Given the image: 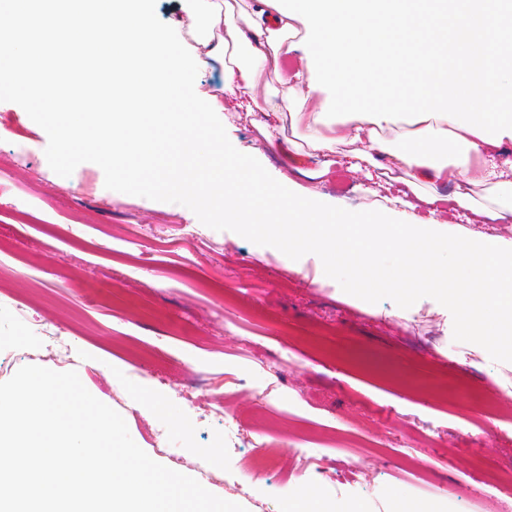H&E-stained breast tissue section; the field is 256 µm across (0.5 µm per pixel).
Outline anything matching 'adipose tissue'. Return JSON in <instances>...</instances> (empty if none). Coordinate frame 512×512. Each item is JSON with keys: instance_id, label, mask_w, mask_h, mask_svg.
<instances>
[{"instance_id": "1", "label": "adipose tissue", "mask_w": 512, "mask_h": 512, "mask_svg": "<svg viewBox=\"0 0 512 512\" xmlns=\"http://www.w3.org/2000/svg\"><path fill=\"white\" fill-rule=\"evenodd\" d=\"M39 2L0 0V91L27 95L44 110L61 157L100 151L113 168L141 167L174 194L198 170L221 172L222 190H196L201 207L223 211L228 223L251 212L264 233L328 250L358 275L375 259L358 235L374 226L399 257L416 246L447 252L452 277L443 295L474 324L497 319L489 345L512 348V257L503 242H471L480 258L472 266L460 261L437 218L401 220L417 203L436 208L449 201L477 217H512V0H259L251 9L240 0H194L196 45L188 50L154 26L149 0H61L58 22L83 47L78 77L50 70L34 48H14L17 31H39ZM112 24L126 36L112 43V87L122 96L106 124L68 105L77 90L98 98L100 31ZM220 24L225 33L218 36ZM205 56L224 64L223 96L198 91ZM291 57L298 66H287ZM268 69L279 89L262 111L288 113L293 127L304 128L297 149L317 163L306 172L309 186H289L274 205L253 160L215 146L202 161L195 151L203 131L195 115L221 111L222 97L253 95ZM378 81L390 94L368 105ZM166 102H188L193 110L167 112ZM389 131L394 139H386ZM347 133L370 142L369 150L354 151L353 169L370 180L394 173L406 184H424L420 202L399 194L393 207L372 212L325 201L311 183L328 174L325 158ZM164 141L182 157L171 172L154 160ZM450 181L453 193L443 194ZM478 186L485 191L480 204Z\"/></svg>"}]
</instances>
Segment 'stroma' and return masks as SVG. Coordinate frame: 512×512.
Masks as SVG:
<instances>
[{
    "instance_id": "35a3bbf8",
    "label": "stroma",
    "mask_w": 512,
    "mask_h": 512,
    "mask_svg": "<svg viewBox=\"0 0 512 512\" xmlns=\"http://www.w3.org/2000/svg\"><path fill=\"white\" fill-rule=\"evenodd\" d=\"M200 121L257 156L272 191L309 165L288 120L230 105ZM353 149L341 144L316 190L353 211L386 205V183L349 169ZM147 181L98 155L61 158L40 110L0 96V382L51 324L141 449L198 480L219 472L208 491L247 512H305L303 481L318 512H512V414L483 412L512 401V353L487 345V327L431 291L402 304L357 285L326 251ZM265 443L282 453L253 467Z\"/></svg>"
}]
</instances>
